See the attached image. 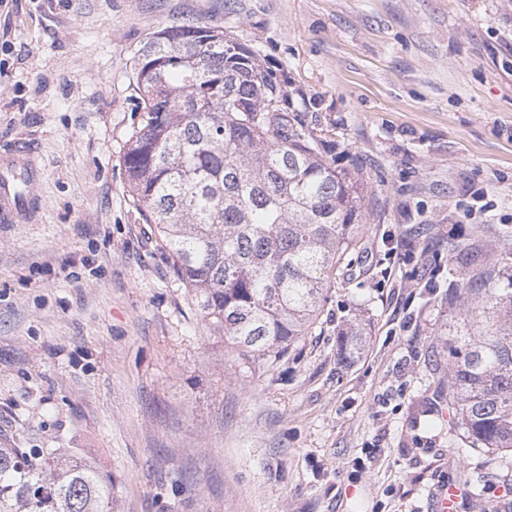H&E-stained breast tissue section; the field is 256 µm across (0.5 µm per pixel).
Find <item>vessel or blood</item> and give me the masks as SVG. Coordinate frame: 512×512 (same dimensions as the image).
Wrapping results in <instances>:
<instances>
[{
    "instance_id": "1",
    "label": "vessel or blood",
    "mask_w": 512,
    "mask_h": 512,
    "mask_svg": "<svg viewBox=\"0 0 512 512\" xmlns=\"http://www.w3.org/2000/svg\"><path fill=\"white\" fill-rule=\"evenodd\" d=\"M41 168L32 145L18 144L0 152V224H29L41 209L35 187Z\"/></svg>"
}]
</instances>
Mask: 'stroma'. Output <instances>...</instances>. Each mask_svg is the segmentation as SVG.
I'll return each mask as SVG.
<instances>
[{
	"instance_id": "obj_1",
	"label": "stroma",
	"mask_w": 512,
	"mask_h": 512,
	"mask_svg": "<svg viewBox=\"0 0 512 512\" xmlns=\"http://www.w3.org/2000/svg\"><path fill=\"white\" fill-rule=\"evenodd\" d=\"M188 20L316 101L337 167L364 172L316 325L248 366L197 316L121 164L138 52ZM20 140L43 208L0 225V446L96 468L114 512H432L482 474L460 512H512L500 467L457 456L438 410L448 283L469 271L446 246L489 262L512 227V0H0V150Z\"/></svg>"
}]
</instances>
